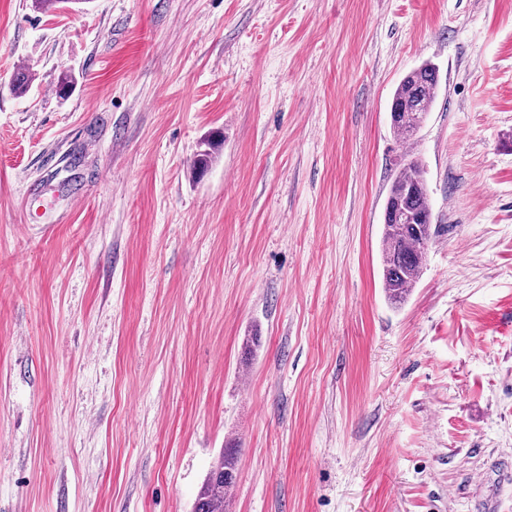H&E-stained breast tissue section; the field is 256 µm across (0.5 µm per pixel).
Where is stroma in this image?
Returning a JSON list of instances; mask_svg holds the SVG:
<instances>
[{
    "label": "stroma",
    "mask_w": 512,
    "mask_h": 512,
    "mask_svg": "<svg viewBox=\"0 0 512 512\" xmlns=\"http://www.w3.org/2000/svg\"><path fill=\"white\" fill-rule=\"evenodd\" d=\"M230 440L228 512H512V0H0V512H192ZM439 88L438 67L430 61L407 73L396 86L390 115L401 141L411 140L421 129L435 102ZM403 214H409L412 223L403 222ZM383 221L382 288L390 301L401 303L419 281L430 246L445 231L441 224H432L425 171L417 158L405 160L396 173Z\"/></svg>",
    "instance_id": "stroma-1"
}]
</instances>
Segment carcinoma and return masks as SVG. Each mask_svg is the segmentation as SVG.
I'll use <instances>...</instances> for the list:
<instances>
[{
  "instance_id": "obj_1",
  "label": "carcinoma",
  "mask_w": 512,
  "mask_h": 512,
  "mask_svg": "<svg viewBox=\"0 0 512 512\" xmlns=\"http://www.w3.org/2000/svg\"><path fill=\"white\" fill-rule=\"evenodd\" d=\"M439 88L438 67L430 61L407 73L396 86L390 115L394 132L409 141L421 129ZM408 214L411 222L401 216ZM381 249L382 288L388 299L400 303L419 281L424 258L444 232L432 223V205L425 171L416 158L406 160L396 173L384 207ZM238 448L225 447L211 466L199 490L193 512H226V499L237 483Z\"/></svg>"
}]
</instances>
